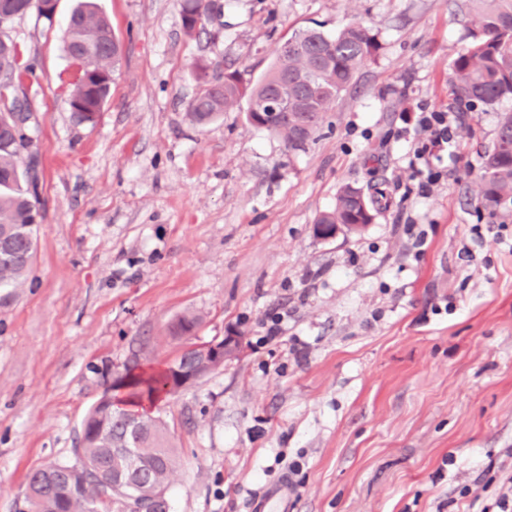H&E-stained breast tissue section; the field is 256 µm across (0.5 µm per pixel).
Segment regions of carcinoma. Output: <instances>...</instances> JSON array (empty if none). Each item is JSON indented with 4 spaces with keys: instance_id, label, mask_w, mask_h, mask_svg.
<instances>
[{
    "instance_id": "obj_1",
    "label": "carcinoma",
    "mask_w": 512,
    "mask_h": 512,
    "mask_svg": "<svg viewBox=\"0 0 512 512\" xmlns=\"http://www.w3.org/2000/svg\"><path fill=\"white\" fill-rule=\"evenodd\" d=\"M33 0H0V27L30 12ZM470 40L455 53L450 65V84L457 97L470 106H493L512 98V0H475ZM207 7L204 0H180L183 29L188 34L206 31ZM279 48L269 70L255 83L246 85L239 71L224 73V81L209 79L207 64L197 65L201 92L190 102L191 121L206 125L224 117L239 106L259 105L274 95L286 79L304 78L307 84L296 88V97L306 100L302 114L282 121L268 116L265 130L282 139L291 150L302 149L324 122L336 99L353 84L358 70L374 59L380 43L371 29L352 21L334 32L322 26L294 32ZM65 57L85 71L71 82L70 105L78 108L82 122L95 121L105 104L110 83L102 80L89 87L88 71L111 73L120 61L119 42L109 18L94 0H81L71 12L62 36ZM19 52L16 44L0 36V73L3 80L14 76ZM18 112L17 102L0 106V306L11 305L16 288L27 279L36 254L38 180L26 158L32 139L20 135L16 146L8 148L1 140L9 133ZM481 202L493 208L512 202V112L500 116L493 146L481 162ZM386 193L377 185L367 188L344 185L335 206L321 213L317 224H370L374 211ZM199 316L183 313L172 323L170 332L183 336L196 329ZM181 387L170 385L164 371L147 377L125 368L118 383L106 389L87 411L78 437L77 463H48L33 470V477L54 485L40 497H26L30 512H93L91 505L109 496L106 508L119 512L120 501L129 490L136 493L135 505L143 506L156 495L168 491L169 477L176 460L167 430L157 416L145 415L140 421L128 418V407L143 401L154 402L162 394L174 395ZM133 454L137 468L126 471L125 460L116 449ZM81 470L84 489L75 498L62 497L57 489L67 475Z\"/></svg>"
}]
</instances>
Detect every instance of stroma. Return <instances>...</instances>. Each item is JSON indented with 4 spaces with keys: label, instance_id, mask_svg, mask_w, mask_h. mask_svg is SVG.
Listing matches in <instances>:
<instances>
[{
    "label": "stroma",
    "instance_id": "stroma-1",
    "mask_svg": "<svg viewBox=\"0 0 512 512\" xmlns=\"http://www.w3.org/2000/svg\"><path fill=\"white\" fill-rule=\"evenodd\" d=\"M191 37L178 0H99L120 42L110 94L78 121L59 80L75 0L27 14L16 90L38 159L36 261L0 307V512L29 474L72 463L82 420L124 366L184 346L241 350L151 405L177 457L171 512H500L512 499V202L485 207L481 157L512 100L471 107L449 84L474 0H222ZM351 20L381 48L304 149L245 108L186 116L197 63L259 79L292 32ZM458 116L430 193L409 167L417 113ZM388 183L360 232L322 240L341 185ZM425 233L423 254L411 247ZM201 317L172 337L184 312ZM283 317L279 338L265 325Z\"/></svg>",
    "mask_w": 512,
    "mask_h": 512
}]
</instances>
